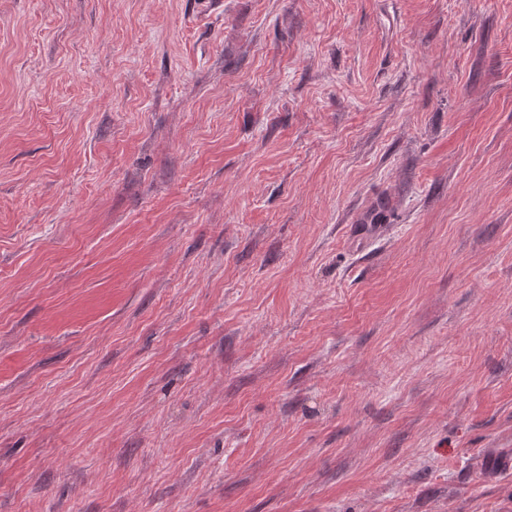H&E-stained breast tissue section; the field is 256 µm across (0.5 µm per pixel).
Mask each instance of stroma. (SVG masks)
Wrapping results in <instances>:
<instances>
[{
    "instance_id": "1",
    "label": "stroma",
    "mask_w": 512,
    "mask_h": 512,
    "mask_svg": "<svg viewBox=\"0 0 512 512\" xmlns=\"http://www.w3.org/2000/svg\"><path fill=\"white\" fill-rule=\"evenodd\" d=\"M0 512H512V0H0Z\"/></svg>"
}]
</instances>
